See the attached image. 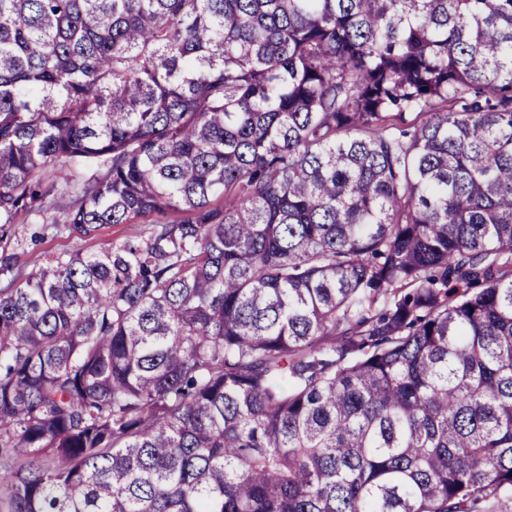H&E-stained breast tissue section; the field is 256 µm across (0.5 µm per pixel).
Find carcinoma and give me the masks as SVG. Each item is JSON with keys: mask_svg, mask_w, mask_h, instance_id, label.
Returning a JSON list of instances; mask_svg holds the SVG:
<instances>
[{"mask_svg": "<svg viewBox=\"0 0 512 512\" xmlns=\"http://www.w3.org/2000/svg\"><path fill=\"white\" fill-rule=\"evenodd\" d=\"M0 488L512 512V0H0ZM31 217L25 218L19 216L17 219L16 234L20 240H23L24 246L19 251V263L28 270L33 267V261L38 256L59 254L70 251L76 244H81L87 252L98 250L102 244L112 242L113 240H122L129 236L140 233L146 224H114L106 225L95 232L94 235L83 238H77V234H60L57 237L46 236L40 242H32L31 235L39 232L45 224H34Z\"/></svg>", "mask_w": 512, "mask_h": 512, "instance_id": "cac0c4a2", "label": "carcinoma"}]
</instances>
